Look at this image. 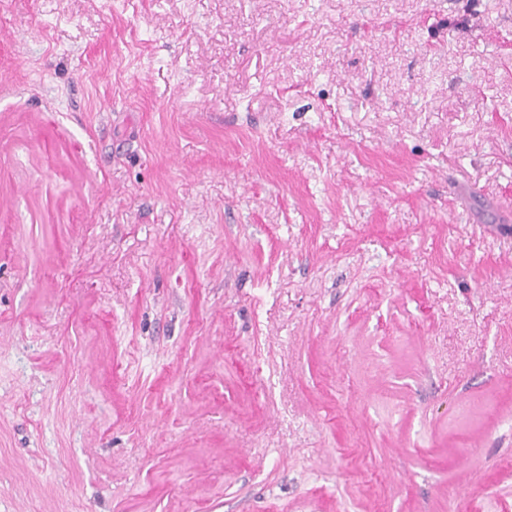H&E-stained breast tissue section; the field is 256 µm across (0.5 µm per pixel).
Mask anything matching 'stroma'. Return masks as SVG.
Here are the masks:
<instances>
[{"mask_svg":"<svg viewBox=\"0 0 512 512\" xmlns=\"http://www.w3.org/2000/svg\"><path fill=\"white\" fill-rule=\"evenodd\" d=\"M0 512H512V0H0Z\"/></svg>","mask_w":512,"mask_h":512,"instance_id":"stroma-1","label":"stroma"}]
</instances>
